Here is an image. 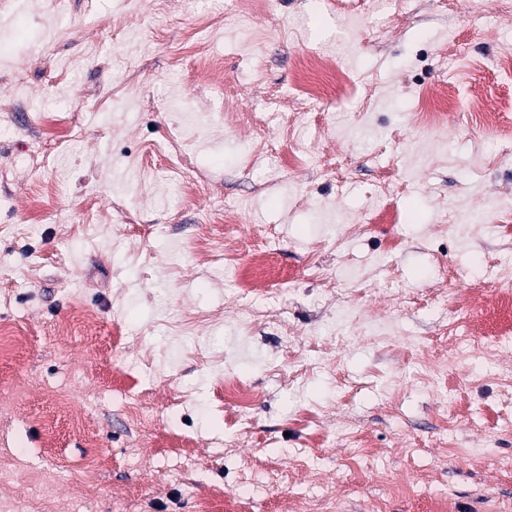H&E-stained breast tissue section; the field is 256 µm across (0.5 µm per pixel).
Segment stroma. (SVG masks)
Returning <instances> with one entry per match:
<instances>
[{"label": "stroma", "instance_id": "stroma-1", "mask_svg": "<svg viewBox=\"0 0 512 512\" xmlns=\"http://www.w3.org/2000/svg\"><path fill=\"white\" fill-rule=\"evenodd\" d=\"M25 2L0 15V512L52 470L58 512H512V9L261 0L217 38L240 0H65L47 46ZM304 57L353 92L301 101ZM224 398L241 410H246L251 405L253 394L250 387L238 379H233L224 386Z\"/></svg>", "mask_w": 512, "mask_h": 512}]
</instances>
